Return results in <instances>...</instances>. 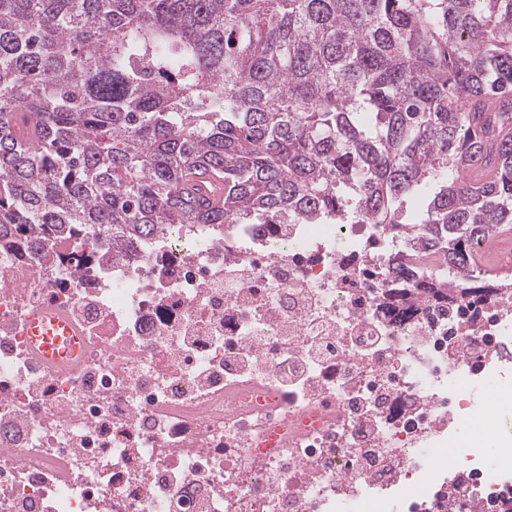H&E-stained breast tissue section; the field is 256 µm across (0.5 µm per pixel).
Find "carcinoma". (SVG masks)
<instances>
[{
  "label": "carcinoma",
  "mask_w": 512,
  "mask_h": 512,
  "mask_svg": "<svg viewBox=\"0 0 512 512\" xmlns=\"http://www.w3.org/2000/svg\"><path fill=\"white\" fill-rule=\"evenodd\" d=\"M408 203L464 276L512 224V0H0V236L400 238Z\"/></svg>",
  "instance_id": "obj_1"
}]
</instances>
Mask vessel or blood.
Segmentation results:
<instances>
[{
    "label": "vessel or blood",
    "instance_id": "b4317fda",
    "mask_svg": "<svg viewBox=\"0 0 512 512\" xmlns=\"http://www.w3.org/2000/svg\"><path fill=\"white\" fill-rule=\"evenodd\" d=\"M512 249V230H502L486 239L475 253L476 261L488 272H498V256ZM30 350L41 364L56 368L74 369L80 364L79 333L60 313L47 309L33 315L29 321Z\"/></svg>",
    "mask_w": 512,
    "mask_h": 512
}]
</instances>
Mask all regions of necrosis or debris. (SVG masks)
Here are the masks:
<instances>
[{
	"instance_id": "necrosis-or-debris-1",
	"label": "necrosis or debris",
	"mask_w": 512,
	"mask_h": 512,
	"mask_svg": "<svg viewBox=\"0 0 512 512\" xmlns=\"http://www.w3.org/2000/svg\"><path fill=\"white\" fill-rule=\"evenodd\" d=\"M442 261L371 224L0 238V512H512V448L462 495L446 465L460 393L512 362V282ZM46 306L76 371L31 357Z\"/></svg>"
}]
</instances>
